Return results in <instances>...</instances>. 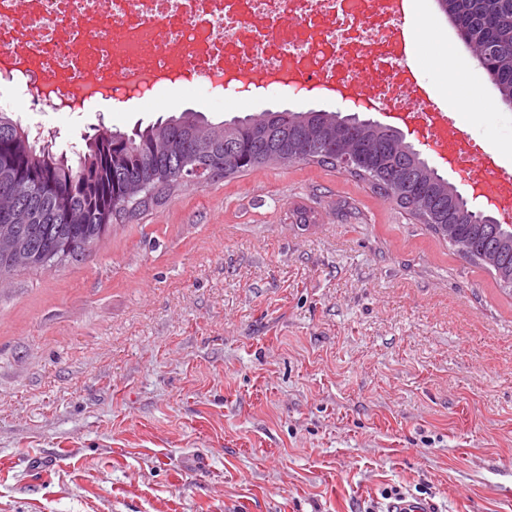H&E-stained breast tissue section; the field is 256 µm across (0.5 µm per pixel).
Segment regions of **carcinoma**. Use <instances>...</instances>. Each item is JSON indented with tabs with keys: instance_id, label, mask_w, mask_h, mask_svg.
Wrapping results in <instances>:
<instances>
[{
	"instance_id": "carcinoma-1",
	"label": "carcinoma",
	"mask_w": 512,
	"mask_h": 512,
	"mask_svg": "<svg viewBox=\"0 0 512 512\" xmlns=\"http://www.w3.org/2000/svg\"><path fill=\"white\" fill-rule=\"evenodd\" d=\"M477 63L512 105V0H437ZM351 172L418 217L462 258L512 291V230L477 211L397 131L338 112L270 111L219 123L182 112L127 133L96 132L67 150L0 109V240L21 241L23 258L0 248V281L91 254L112 222L183 183L197 166L210 178L279 163L312 161Z\"/></svg>"
}]
</instances>
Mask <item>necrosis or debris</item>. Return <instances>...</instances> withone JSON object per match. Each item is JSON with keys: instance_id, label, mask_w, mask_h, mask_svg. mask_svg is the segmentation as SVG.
I'll return each instance as SVG.
<instances>
[{"instance_id": "4bbe7bcc", "label": "necrosis or debris", "mask_w": 512, "mask_h": 512, "mask_svg": "<svg viewBox=\"0 0 512 512\" xmlns=\"http://www.w3.org/2000/svg\"><path fill=\"white\" fill-rule=\"evenodd\" d=\"M398 0H0V108L39 96L86 112L97 96L186 81L206 87H313L419 120L437 153L512 214V180L475 174L478 147L456 139L413 89L394 35ZM297 20L283 25L284 16ZM369 74L361 84V74Z\"/></svg>"}]
</instances>
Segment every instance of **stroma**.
Segmentation results:
<instances>
[{
  "instance_id": "35a3bbf8",
  "label": "stroma",
  "mask_w": 512,
  "mask_h": 512,
  "mask_svg": "<svg viewBox=\"0 0 512 512\" xmlns=\"http://www.w3.org/2000/svg\"><path fill=\"white\" fill-rule=\"evenodd\" d=\"M396 37L512 170V107L436 0ZM187 109L354 106L167 86L16 115L63 150ZM397 493L512 512V294L367 180L295 163L185 184L0 286V512H381Z\"/></svg>"
}]
</instances>
